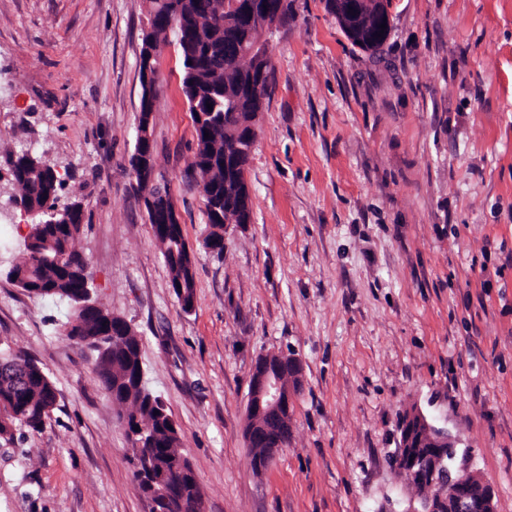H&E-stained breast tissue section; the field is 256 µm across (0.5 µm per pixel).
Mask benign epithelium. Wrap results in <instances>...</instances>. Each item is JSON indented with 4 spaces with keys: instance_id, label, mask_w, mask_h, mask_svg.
<instances>
[{
    "instance_id": "benign-epithelium-1",
    "label": "benign epithelium",
    "mask_w": 512,
    "mask_h": 512,
    "mask_svg": "<svg viewBox=\"0 0 512 512\" xmlns=\"http://www.w3.org/2000/svg\"><path fill=\"white\" fill-rule=\"evenodd\" d=\"M363 13L372 14L375 24L390 22L388 0H360ZM256 40L249 53H258V59L269 65L270 36L279 27V15L264 13L249 19ZM178 25V15L169 13L159 26H149L142 35L144 58L153 61L162 47L160 30ZM130 167L139 181L152 180L154 175V147L150 128L138 127L137 145L130 159ZM157 224L179 223V212L171 197L143 193ZM303 388L301 362L287 359L277 352L266 353L255 362L249 390L244 437L250 448L263 449L268 463H273L283 447L282 436L292 429L291 408ZM455 450V438L448 431L430 424L417 409L407 411L402 419L394 468L406 472L419 483L434 489L424 503L423 512H495L494 493L485 482H474L466 473L435 484L426 480V462L445 458ZM149 493L155 498L169 499L172 486L166 469H161L151 482Z\"/></svg>"
}]
</instances>
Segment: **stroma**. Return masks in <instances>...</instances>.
Returning <instances> with one entry per match:
<instances>
[{
  "mask_svg": "<svg viewBox=\"0 0 512 512\" xmlns=\"http://www.w3.org/2000/svg\"><path fill=\"white\" fill-rule=\"evenodd\" d=\"M292 7L271 38L252 221L228 226L220 256L185 176L196 136L176 36L158 58L156 176L193 249L186 313L129 166L148 0H0V272L28 232L4 156L28 150L83 204L93 298L139 337L205 512H415L426 491L389 464L413 408L512 512V0H392L378 60L325 0ZM70 313L0 275V350L32 355L57 390L41 431L0 439V512H149ZM270 351L304 380L292 437L258 473L243 426Z\"/></svg>",
  "mask_w": 512,
  "mask_h": 512,
  "instance_id": "stroma-1",
  "label": "stroma"
}]
</instances>
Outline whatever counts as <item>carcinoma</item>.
I'll use <instances>...</instances> for the list:
<instances>
[{
    "label": "carcinoma",
    "instance_id": "1",
    "mask_svg": "<svg viewBox=\"0 0 512 512\" xmlns=\"http://www.w3.org/2000/svg\"><path fill=\"white\" fill-rule=\"evenodd\" d=\"M155 20L165 13L180 16L178 43L182 62V92L186 98L196 133L197 149L188 168L202 190L219 199L214 210L206 207L209 231L206 242L211 250L224 252V221L241 223L240 194L245 186L231 168L224 167V157L244 154L249 142L240 127L248 125L254 114L262 111L260 99L252 95V86L262 83L268 89V77H260L254 61L238 50L251 37L243 20L224 12L225 0H149ZM356 36L362 50L375 56L382 51L387 37H379L374 23L356 21ZM212 108H207V105ZM209 137H204V134ZM17 189L15 204L27 213L50 210L54 223L32 220L25 240V251L8 269L6 279L23 292L39 297L58 298L71 308L86 301L91 273L85 258L73 243L80 234L84 208L80 201L61 202L65 183L54 165L32 153H9L5 158ZM166 232L152 225L168 268L170 288L175 297L185 294L195 305L196 283L194 259L186 247L181 225H171ZM82 320L79 325L67 322L66 337L88 349L95 357L104 389L118 404H127L123 426L132 447L133 477L143 486L155 470L156 463L168 459V468L190 465L181 448L179 427L173 425L163 400L140 386V343L130 325L119 317L107 321L102 317ZM7 358L31 363L27 380L19 388L0 380V438H11L26 428L38 431L54 410L57 391L43 368L24 351ZM146 429V436L136 428ZM176 495L185 505L174 502L171 512H190L194 495L200 490L196 476L170 472Z\"/></svg>",
    "mask_w": 512,
    "mask_h": 512
}]
</instances>
